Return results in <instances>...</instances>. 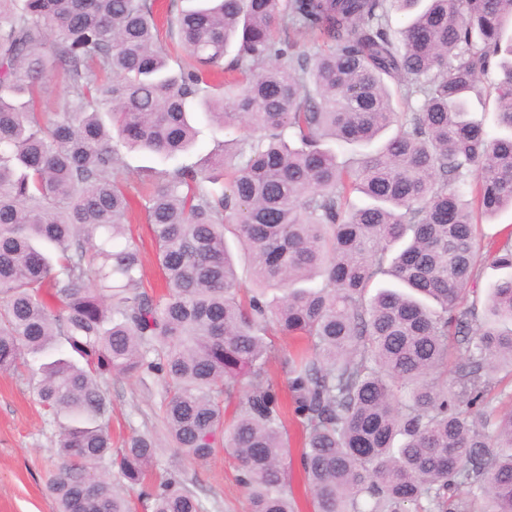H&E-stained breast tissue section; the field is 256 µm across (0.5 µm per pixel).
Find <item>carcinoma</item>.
Listing matches in <instances>:
<instances>
[{
	"label": "carcinoma",
	"instance_id": "carcinoma-1",
	"mask_svg": "<svg viewBox=\"0 0 512 512\" xmlns=\"http://www.w3.org/2000/svg\"><path fill=\"white\" fill-rule=\"evenodd\" d=\"M397 2L400 40L389 0H200L170 18L191 59L174 70L155 0H0V373L41 361L57 512H132L134 490L143 512H202L153 478L152 434L113 447V376L161 382L170 441L194 460L223 445L249 512H299L288 413L310 512H512V407L490 380L512 374V224L484 247L476 224L512 211V134L468 110L491 88L512 131V0ZM53 71L66 92L44 112ZM197 107L250 133L148 170L158 293L122 148L191 149ZM392 127L352 161L328 146ZM484 259L504 275L480 316ZM384 277L407 291L369 295ZM280 336L306 345L280 357L287 407ZM131 230L137 242L141 246L143 256V280L146 287L160 284L159 270L155 263L154 246L151 233L147 224H144V216L140 207L135 205L132 217Z\"/></svg>",
	"mask_w": 512,
	"mask_h": 512
}]
</instances>
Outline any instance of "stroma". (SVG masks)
Instances as JSON below:
<instances>
[{"mask_svg":"<svg viewBox=\"0 0 512 512\" xmlns=\"http://www.w3.org/2000/svg\"><path fill=\"white\" fill-rule=\"evenodd\" d=\"M30 369L0 375V512H56L46 491L55 473L51 449L57 439L44 422V411L29 384ZM112 439L121 443L133 433H162L160 382L133 377L109 380ZM153 470L182 480L200 498L203 512H247L248 503L236 483V463L224 452L198 462L164 447Z\"/></svg>","mask_w":512,"mask_h":512,"instance_id":"35a3bbf8","label":"stroma"}]
</instances>
